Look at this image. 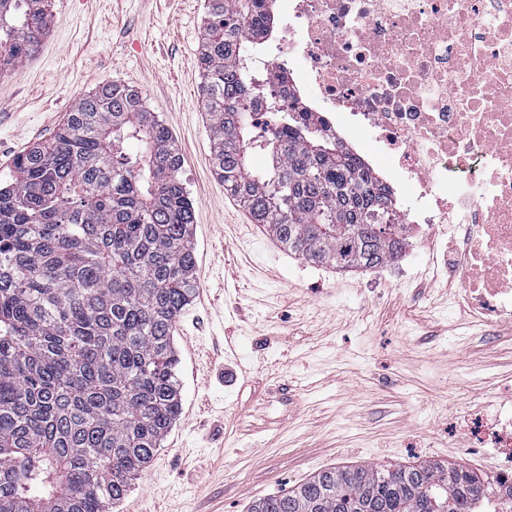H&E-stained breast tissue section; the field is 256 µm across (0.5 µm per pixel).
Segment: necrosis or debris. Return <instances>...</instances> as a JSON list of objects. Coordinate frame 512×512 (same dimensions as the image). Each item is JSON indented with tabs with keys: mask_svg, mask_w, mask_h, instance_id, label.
<instances>
[{
	"mask_svg": "<svg viewBox=\"0 0 512 512\" xmlns=\"http://www.w3.org/2000/svg\"><path fill=\"white\" fill-rule=\"evenodd\" d=\"M284 23L256 70L280 100L321 123L355 157L379 146L415 225L447 226L449 259L479 319L512 317V0H282ZM480 432L505 460L502 512L512 497V413Z\"/></svg>",
	"mask_w": 512,
	"mask_h": 512,
	"instance_id": "4bbe7bcc",
	"label": "necrosis or debris"
}]
</instances>
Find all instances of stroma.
I'll return each instance as SVG.
<instances>
[{
  "label": "stroma",
  "instance_id": "stroma-1",
  "mask_svg": "<svg viewBox=\"0 0 512 512\" xmlns=\"http://www.w3.org/2000/svg\"><path fill=\"white\" fill-rule=\"evenodd\" d=\"M39 51L0 76V183L107 81L140 90L183 156L195 295L175 324L182 410L112 512H247L333 466L471 458L472 424L512 401V319L448 311L447 236L381 267L288 253L212 171L198 52L205 0H50Z\"/></svg>",
  "mask_w": 512,
  "mask_h": 512
}]
</instances>
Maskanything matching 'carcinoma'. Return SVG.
Here are the masks:
<instances>
[{
	"label": "carcinoma",
	"instance_id": "1",
	"mask_svg": "<svg viewBox=\"0 0 512 512\" xmlns=\"http://www.w3.org/2000/svg\"><path fill=\"white\" fill-rule=\"evenodd\" d=\"M274 0H207L201 93L224 190L290 253L372 269L405 247L388 188L291 117L249 52ZM49 31L48 0H0V75ZM280 114L269 130L251 109ZM266 166L253 165V152ZM182 156L141 92L108 82L0 185V512H106L151 465L182 408L176 320L196 290ZM460 464L331 467L248 512H480Z\"/></svg>",
	"mask_w": 512,
	"mask_h": 512
}]
</instances>
